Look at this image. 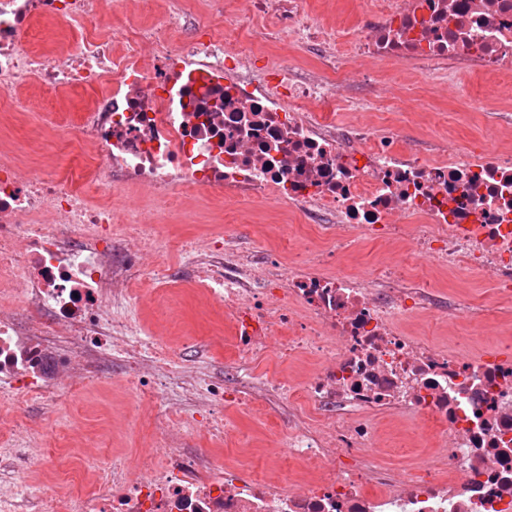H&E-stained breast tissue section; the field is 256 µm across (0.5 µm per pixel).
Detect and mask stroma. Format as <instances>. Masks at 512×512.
Segmentation results:
<instances>
[{
    "instance_id": "stroma-1",
    "label": "stroma",
    "mask_w": 512,
    "mask_h": 512,
    "mask_svg": "<svg viewBox=\"0 0 512 512\" xmlns=\"http://www.w3.org/2000/svg\"><path fill=\"white\" fill-rule=\"evenodd\" d=\"M111 6L115 38H122L124 26L130 21L161 31L167 26L169 0H152L147 8L142 7L140 0H111ZM305 7L327 29L351 31L368 20L371 4L370 0H305ZM232 8L236 14L247 17L248 30L243 36L228 37V46L258 49L274 57L293 58L297 64L310 69L329 70L332 52L309 53L298 33L282 31L277 15L256 11L252 0H232ZM346 74L351 81L350 92L367 88L371 95L360 111L351 110L345 103H336L329 114L330 119L339 125L368 122L381 127L397 124L402 129L401 145L404 148L419 149L423 139L431 138L450 152L458 143L485 138L494 129L512 132V78L486 81L469 76L438 85L429 77L395 62H361L352 58L347 61ZM88 99V94L83 92L30 95L23 121L13 132L15 141L27 149L29 158L55 159L61 137L69 133L68 123L76 122ZM161 224L173 244L189 235L219 231L226 225L250 247L261 252L275 251L284 262L294 257L300 244L308 245L316 240L313 225L302 223L288 205L247 209L228 196L221 199L206 194L189 196L178 210L164 215ZM401 249L398 243L364 240L342 255L337 265L355 272L371 262L392 261ZM406 270L412 278L435 283L442 291L473 304L472 314L460 323L459 328L480 331L477 351L487 350L512 337V301L498 298L481 274L457 271L439 278L429 270L422 257L407 261ZM134 313L153 336L180 348L200 346L208 365L214 370H222L233 356L231 331L225 325L223 315L203 306L190 291L173 292L161 305L137 304ZM123 401L121 381L106 379L99 386L76 394L59 416L32 411L20 434L31 437L52 431L54 448L73 454L77 447L72 436L78 428L98 434L102 447L107 449L135 445L140 451H151L152 424L147 415L130 419L124 435L108 431L104 418L109 410L120 408ZM226 419L228 431L223 440L202 434L196 438L197 447L248 448L254 455L262 457L268 445L285 429L288 409L281 403L267 405L255 412L230 409ZM416 431L418 437L412 442L385 441L382 448L384 460L400 466L412 462L417 452L434 450V427L420 420L416 423Z\"/></svg>"
}]
</instances>
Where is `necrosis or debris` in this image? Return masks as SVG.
Masks as SVG:
<instances>
[{"label": "necrosis or debris", "mask_w": 512, "mask_h": 512, "mask_svg": "<svg viewBox=\"0 0 512 512\" xmlns=\"http://www.w3.org/2000/svg\"><path fill=\"white\" fill-rule=\"evenodd\" d=\"M255 2L309 49L330 46L300 0ZM380 2L352 33L354 57L440 79L512 65V0ZM108 13V0H0V512H512V353H464L406 327L413 311L455 323L465 303L399 265L328 273L322 252L286 264L224 233L180 240L176 269L153 218L197 193L285 203L337 247L408 234L436 269L479 272L512 296V148L404 150L398 125L329 120L340 63L325 74L259 62L178 8L168 18L180 42L136 28L117 44L91 29ZM41 22L67 45L32 48L26 33ZM30 88L93 94L48 164L9 142ZM125 188L146 191L148 213H116ZM168 285L223 313L235 350L223 374L129 314ZM275 336L311 358L301 382L249 374ZM114 370L133 409L152 414L162 455L93 453L84 487L37 485L46 441L26 452L15 436L28 406L56 412ZM275 399L288 403L287 453L264 475L248 452L189 447L198 428L223 436L225 409ZM378 416L428 418L437 453L383 465Z\"/></svg>", "instance_id": "1"}]
</instances>
